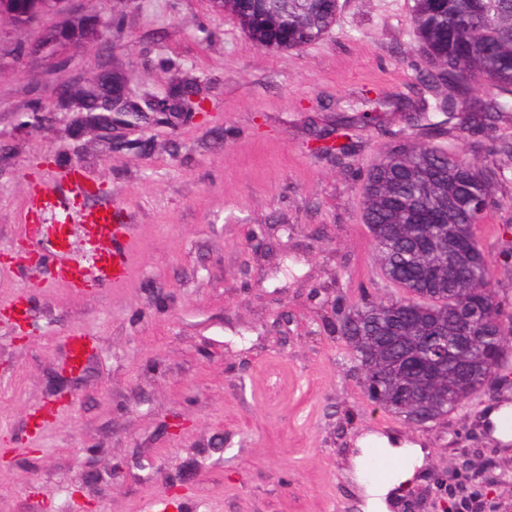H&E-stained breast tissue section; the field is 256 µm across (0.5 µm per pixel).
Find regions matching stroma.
<instances>
[{
    "label": "stroma",
    "mask_w": 512,
    "mask_h": 512,
    "mask_svg": "<svg viewBox=\"0 0 512 512\" xmlns=\"http://www.w3.org/2000/svg\"><path fill=\"white\" fill-rule=\"evenodd\" d=\"M413 5L338 0L332 29L288 51L259 49L210 0H130L104 39L50 63L13 50L57 16L0 28V512H361L350 459L370 434L429 450L397 512H512V444L487 419L512 387L417 427L367 398L338 330L337 308L362 291L399 294L374 260L362 185L413 142L495 173L476 235L512 314V153L498 149L512 113L485 130L423 114L436 98ZM98 67L141 96L189 72L204 110L126 127L140 152L65 135L63 112L26 130L32 103L55 102L56 69L83 81ZM323 139L345 155L318 152ZM107 203L134 241L127 277L56 283L54 237L26 242L21 225H73ZM22 298L19 326L5 314ZM75 331L95 343L79 373L66 368Z\"/></svg>",
    "instance_id": "stroma-1"
}]
</instances>
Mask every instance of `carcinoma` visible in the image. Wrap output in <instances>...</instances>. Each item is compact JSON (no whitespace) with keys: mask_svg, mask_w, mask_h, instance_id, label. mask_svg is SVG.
<instances>
[{"mask_svg":"<svg viewBox=\"0 0 512 512\" xmlns=\"http://www.w3.org/2000/svg\"><path fill=\"white\" fill-rule=\"evenodd\" d=\"M19 27H28L46 14L50 0H10ZM224 9L263 50L299 49L320 40L336 20L338 0H222ZM413 23L418 51L429 65L424 82L448 87L438 109L453 118L467 113L468 124L485 126L496 115L512 112V0H414ZM85 42L63 26L47 29L39 46L28 54L49 57L57 46ZM474 81L503 93L489 108L469 98ZM201 91L197 79L184 76L169 97L146 109L131 103L112 109L97 104V85L70 84L65 96L75 118L69 129L92 128L89 113L115 112V120L145 122L148 113L166 120L200 111L184 91ZM364 221L374 239L376 262L388 280L404 290L411 302L383 306L363 302L349 324L340 326L350 358L358 363L375 359L378 376L365 385L371 400L404 414L401 402L420 395L423 372L401 370L406 354L433 366L437 388L448 394L438 415L454 408L459 381L480 382L490 369L488 352L504 324L501 303L483 291L490 276L487 256L470 258L478 243L470 201L486 199L495 206L488 172L471 166L457 153L426 143L408 144L379 160L363 184ZM475 302L483 319L471 326L472 339L459 349L453 336L461 330L458 307ZM448 345V363L432 365L430 337Z\"/></svg>","mask_w":512,"mask_h":512,"instance_id":"1","label":"carcinoma"}]
</instances>
